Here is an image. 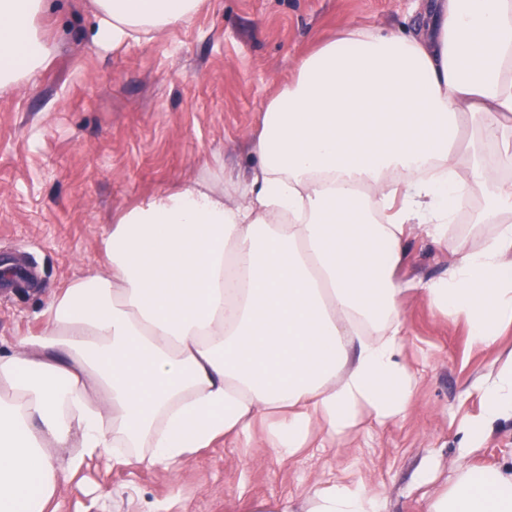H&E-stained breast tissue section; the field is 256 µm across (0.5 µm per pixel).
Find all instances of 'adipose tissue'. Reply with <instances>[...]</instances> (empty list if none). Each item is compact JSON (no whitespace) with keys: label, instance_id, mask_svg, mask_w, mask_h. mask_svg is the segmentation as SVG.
I'll return each instance as SVG.
<instances>
[{"label":"adipose tissue","instance_id":"ef3b65f1","mask_svg":"<svg viewBox=\"0 0 512 512\" xmlns=\"http://www.w3.org/2000/svg\"><path fill=\"white\" fill-rule=\"evenodd\" d=\"M49 0H0V90L52 55ZM102 48L190 22L202 0H92ZM512 0H437L416 30L354 26L300 62L268 103L248 183L212 176L116 211L104 270L51 300L40 333L0 352V512H47L86 460L168 467L261 430L279 459L316 426L403 415V296L464 321L474 345L512 325ZM468 165L460 180L457 166ZM496 224L477 249L449 225L471 197ZM456 257L447 277L395 274L412 228ZM470 443L512 415V352L477 384ZM308 512H380L376 495L312 488ZM426 512H512V471L465 465Z\"/></svg>","mask_w":512,"mask_h":512}]
</instances>
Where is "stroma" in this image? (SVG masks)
<instances>
[{"instance_id": "stroma-1", "label": "stroma", "mask_w": 512, "mask_h": 512, "mask_svg": "<svg viewBox=\"0 0 512 512\" xmlns=\"http://www.w3.org/2000/svg\"><path fill=\"white\" fill-rule=\"evenodd\" d=\"M417 0H205L196 17L107 50L93 45L91 0H57L41 23L49 63L23 90L0 91V264L35 266L39 284L0 294V349L37 333L52 296L102 269L116 208L220 169L247 177L250 142L270 99L300 61L352 25L410 30ZM445 246L412 234L397 268L406 283L447 276ZM404 352L417 375L401 416L364 417L329 447L278 460L260 432L248 447L216 442L170 469L87 460L59 488L60 512H247L255 502L300 506L311 486L360 484L381 512H424L462 462L512 467V416L495 421L461 460L466 426L481 409L476 380L512 350V328L473 346L465 323L403 299ZM431 468L434 479L419 474Z\"/></svg>"}]
</instances>
